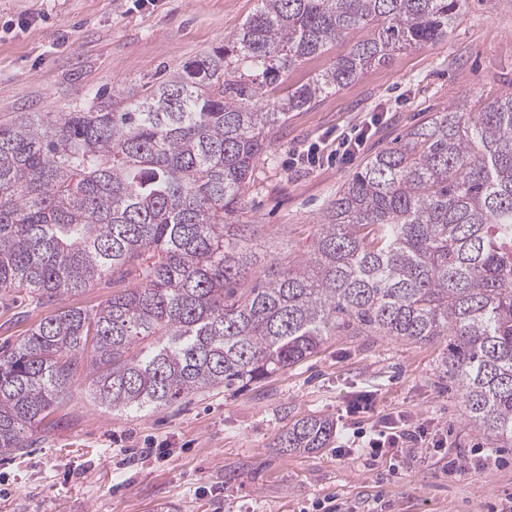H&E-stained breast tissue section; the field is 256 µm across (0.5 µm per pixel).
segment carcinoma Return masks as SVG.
I'll list each match as a JSON object with an SVG mask.
<instances>
[{
  "label": "carcinoma",
  "mask_w": 512,
  "mask_h": 512,
  "mask_svg": "<svg viewBox=\"0 0 512 512\" xmlns=\"http://www.w3.org/2000/svg\"><path fill=\"white\" fill-rule=\"evenodd\" d=\"M224 47L137 89L0 124V292L38 307L104 276L138 286L64 307L0 351V455L27 446L81 365L117 413L244 386L330 336L446 340L464 421L512 447V93L458 104L376 153L336 194L308 256L253 281L236 223L273 132L408 47L448 36L459 0H257ZM285 96L288 70L355 30ZM327 416L274 447L326 448Z\"/></svg>",
  "instance_id": "cac0c4a2"
}]
</instances>
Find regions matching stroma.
Segmentation results:
<instances>
[{
  "instance_id": "stroma-1",
  "label": "stroma",
  "mask_w": 512,
  "mask_h": 512,
  "mask_svg": "<svg viewBox=\"0 0 512 512\" xmlns=\"http://www.w3.org/2000/svg\"><path fill=\"white\" fill-rule=\"evenodd\" d=\"M257 0H0V123L58 112L109 86L138 88L223 46ZM350 47L332 45L280 78L305 83ZM512 92V0H463L447 37L396 54L292 112L259 160L239 223L256 227L257 271L307 256L341 186L412 126L462 103ZM365 128L359 152L336 143ZM319 144L321 161L301 157ZM53 307L0 292V346ZM443 342L331 336L310 357L244 388L209 389L160 409L116 414L91 395L88 370L35 430L0 456V512H501L512 502V447L493 448L461 419ZM336 422L329 447L282 454L288 424ZM425 420L442 444L415 455L341 453L346 436L385 417ZM462 456L466 467L449 471Z\"/></svg>"
}]
</instances>
